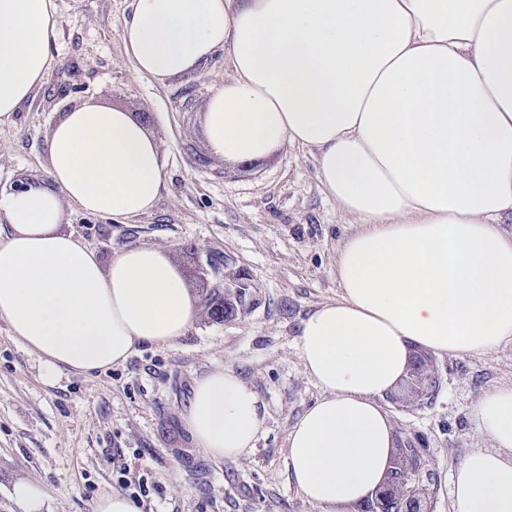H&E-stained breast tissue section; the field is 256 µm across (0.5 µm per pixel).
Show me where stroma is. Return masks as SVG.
<instances>
[{
	"instance_id": "35a3bbf8",
	"label": "stroma",
	"mask_w": 512,
	"mask_h": 512,
	"mask_svg": "<svg viewBox=\"0 0 512 512\" xmlns=\"http://www.w3.org/2000/svg\"><path fill=\"white\" fill-rule=\"evenodd\" d=\"M56 2L60 37L47 83L0 124V190L48 181L47 142L60 112L87 100L122 108L159 139L167 188L134 218L71 209L66 231L106 260L126 247L169 249L194 294L201 280H223L208 257L230 255L255 284L256 302L223 322L199 313L173 346H146L123 365L66 373L52 386L0 321V512H16L10 490L21 478L41 482L48 512H93L100 494L129 496L137 482L146 489L139 512H320L288 479V433L321 396L298 341L302 320L340 294L336 251L354 224L324 192L307 150L284 148L248 167L212 155L203 112L231 74L226 54L159 83L137 75L125 54L131 0ZM433 362L440 388L431 403L397 389L383 405L397 435L426 450L429 512H451L453 466L490 445L471 409L487 391L512 386V343ZM218 365L239 373L265 409L252 453L224 461L198 448L181 420L195 380Z\"/></svg>"
}]
</instances>
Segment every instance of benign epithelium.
<instances>
[{"instance_id": "1", "label": "benign epithelium", "mask_w": 512, "mask_h": 512, "mask_svg": "<svg viewBox=\"0 0 512 512\" xmlns=\"http://www.w3.org/2000/svg\"><path fill=\"white\" fill-rule=\"evenodd\" d=\"M224 278L221 295H232L245 310L254 302L252 284L241 269H233V260L224 256ZM235 270L229 275V270ZM424 449L410 438L400 440L398 453L394 456L393 471L386 482L366 501V512H427L423 509L425 491L420 481V472L425 467Z\"/></svg>"}]
</instances>
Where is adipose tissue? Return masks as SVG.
I'll list each match as a JSON object with an SVG mask.
<instances>
[{
    "label": "adipose tissue",
    "instance_id": "obj_1",
    "mask_svg": "<svg viewBox=\"0 0 512 512\" xmlns=\"http://www.w3.org/2000/svg\"><path fill=\"white\" fill-rule=\"evenodd\" d=\"M55 0H0V124L42 87ZM157 82L226 52L205 106L212 153L240 164L299 147L359 226L337 250L338 299L300 329L322 391L288 433V473L321 512H357L385 481L396 433L382 401L410 356L483 354L512 341V0H132L122 30ZM49 183L0 191V320L45 383L175 344L198 304L168 251L102 259L63 232L68 207L150 212L166 187L156 138L86 101L48 140ZM182 420L212 459L249 455L259 397L234 370L197 378ZM477 448L451 473L452 512H512V387L471 411Z\"/></svg>",
    "mask_w": 512,
    "mask_h": 512
}]
</instances>
